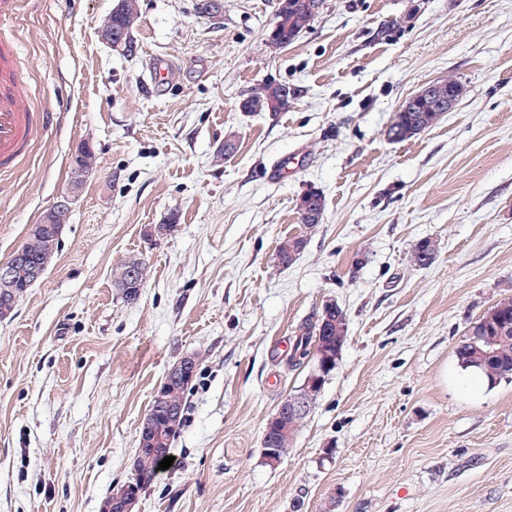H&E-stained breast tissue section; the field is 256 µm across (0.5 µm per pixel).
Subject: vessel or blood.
Segmentation results:
<instances>
[{
    "label": "vessel or blood",
    "instance_id": "b4317fda",
    "mask_svg": "<svg viewBox=\"0 0 512 512\" xmlns=\"http://www.w3.org/2000/svg\"><path fill=\"white\" fill-rule=\"evenodd\" d=\"M15 52L13 43L0 41V173L15 164L43 123L41 113L27 103L26 87L15 76Z\"/></svg>",
    "mask_w": 512,
    "mask_h": 512
}]
</instances>
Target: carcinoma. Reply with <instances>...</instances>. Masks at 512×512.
I'll use <instances>...</instances> for the list:
<instances>
[{"instance_id": "1", "label": "carcinoma", "mask_w": 512, "mask_h": 512, "mask_svg": "<svg viewBox=\"0 0 512 512\" xmlns=\"http://www.w3.org/2000/svg\"><path fill=\"white\" fill-rule=\"evenodd\" d=\"M323 0H279L275 33L269 37L270 44L284 48L311 25L320 12ZM139 20L138 0H118L112 12L104 19L102 26L112 28V35L135 43L134 28ZM462 88L453 79L438 80L426 95L406 109L396 112L393 122L387 129V136L393 142H403L414 138L432 127L444 112L448 111V88ZM283 85L269 83L260 87L244 103L250 112H282L288 109ZM325 201L321 193L307 192L297 203V213L303 224L312 226L322 221ZM60 239L56 225L41 224L27 232L21 245L23 257L17 260L15 276L18 286L23 288L30 283L29 268L32 265L51 262L58 253ZM280 263L291 264L305 247V240L289 237L281 241ZM436 246L430 240L415 245L412 258L418 266L432 263ZM140 279L130 276V269L121 264L113 271L116 287L122 290L128 300L137 298L139 286L146 280V268L140 267ZM493 314L482 321V334L478 338L469 337L457 347L458 362L465 369L475 370L495 383L501 380L512 381V297L504 298L492 306ZM348 337V322L344 311L334 304L327 305L319 313L299 324L295 329L293 343L288 354V364L292 367L303 365L300 353L309 350L318 340L325 344L344 346ZM181 362L186 365V373L168 380L163 386L159 399L153 400L148 415L151 427L148 433L139 435V451L134 462V478L131 483L143 490L158 473L159 462L169 454L183 421L185 394L192 381L197 361L193 356H185ZM306 415L283 414L272 425L265 427L264 447L277 449L278 456L288 452L298 432L302 429Z\"/></svg>"}]
</instances>
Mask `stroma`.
<instances>
[{
	"label": "stroma",
	"instance_id": "35a3bbf8",
	"mask_svg": "<svg viewBox=\"0 0 512 512\" xmlns=\"http://www.w3.org/2000/svg\"><path fill=\"white\" fill-rule=\"evenodd\" d=\"M117 2L29 0L0 26L48 114L0 174V262L67 189L76 150L97 159L57 256L0 321V512H101L192 353L174 462L135 512H512V381L456 356L512 297V0H324L280 49L278 0H221L217 18L139 0L132 58L99 36ZM158 55L171 80L150 94ZM448 78L456 107L390 141L399 106ZM267 83L294 88L287 110L243 111ZM311 189L325 211L307 227ZM292 235L306 245L285 266ZM423 240L437 254L418 267ZM132 257L147 278L129 301L112 269ZM329 303L347 342L268 464L265 426L308 373L286 361L294 330ZM325 210V201L321 193L310 190L302 195L297 203V213L302 224L313 226L320 224Z\"/></svg>",
	"mask_w": 512,
	"mask_h": 512
}]
</instances>
